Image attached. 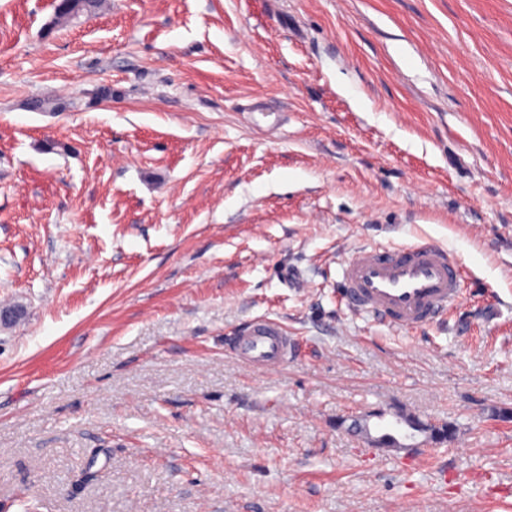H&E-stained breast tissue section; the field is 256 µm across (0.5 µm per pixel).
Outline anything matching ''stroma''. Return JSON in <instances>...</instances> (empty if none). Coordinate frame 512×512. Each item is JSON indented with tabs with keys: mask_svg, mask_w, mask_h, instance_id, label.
<instances>
[{
	"mask_svg": "<svg viewBox=\"0 0 512 512\" xmlns=\"http://www.w3.org/2000/svg\"><path fill=\"white\" fill-rule=\"evenodd\" d=\"M57 2L0 0V512H512V0ZM423 236L449 313L346 309ZM56 5L57 24H64L83 13H89L103 7L104 0H59ZM342 298L352 313L400 329L442 317L461 295L462 264L436 241L364 247L341 266ZM291 339L275 322L251 321L234 336L231 350L250 367L272 369L288 363Z\"/></svg>",
	"mask_w": 512,
	"mask_h": 512,
	"instance_id": "obj_1",
	"label": "stroma"
}]
</instances>
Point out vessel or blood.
Returning <instances> with one entry per match:
<instances>
[{
  "label": "vessel or blood",
  "mask_w": 512,
  "mask_h": 512,
  "mask_svg": "<svg viewBox=\"0 0 512 512\" xmlns=\"http://www.w3.org/2000/svg\"><path fill=\"white\" fill-rule=\"evenodd\" d=\"M342 298L351 312L400 329H417L442 317L461 295L462 264L436 241L364 247L341 266ZM291 339L275 322L260 319L234 336L231 350L254 368L285 365Z\"/></svg>",
  "instance_id": "1"
}]
</instances>
